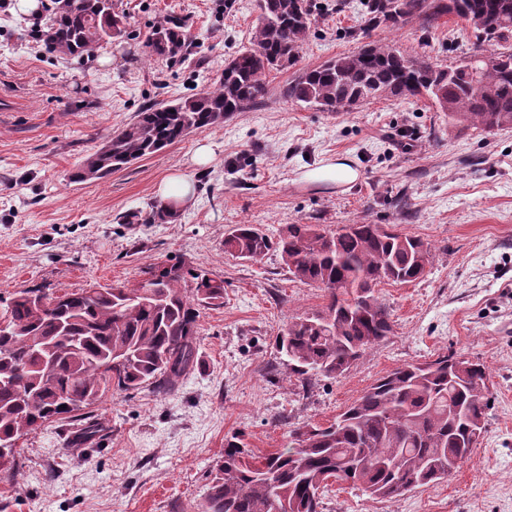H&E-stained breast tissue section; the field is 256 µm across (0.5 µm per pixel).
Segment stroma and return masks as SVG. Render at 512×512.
Instances as JSON below:
<instances>
[{"mask_svg": "<svg viewBox=\"0 0 512 512\" xmlns=\"http://www.w3.org/2000/svg\"><path fill=\"white\" fill-rule=\"evenodd\" d=\"M113 3L127 37L78 60L41 45L49 12L0 0V99L16 104L0 112V294L131 283L174 260L223 279L224 305L200 308L197 364L175 393L107 392L91 412L95 440L76 441L70 421L20 439L19 473L0 477V512H200L226 436L258 454L287 447L294 427L329 425L397 366L447 353L490 373L492 405L471 457L393 501L332 484L324 512H512V128L455 127L425 97L332 113L283 94L298 68L373 41L452 64L476 45L469 26L444 17L364 33L359 0H313L298 65L270 73L262 104L106 181L75 184L69 173L136 112L211 85L248 46L258 15L257 0ZM171 20L188 24L182 52L151 57L154 27ZM204 145L211 158L195 164ZM332 164L356 178L315 179ZM175 175L191 179V198L175 220L146 223ZM133 214L138 223H127ZM236 224L272 237L287 224H383L431 243L435 257L422 278L381 285L392 334L341 378L304 390L285 381L274 339L327 294L294 280L279 256H227L224 234Z\"/></svg>", "mask_w": 512, "mask_h": 512, "instance_id": "35a3bbf8", "label": "stroma"}]
</instances>
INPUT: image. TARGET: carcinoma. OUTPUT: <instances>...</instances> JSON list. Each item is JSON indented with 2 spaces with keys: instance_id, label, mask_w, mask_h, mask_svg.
I'll use <instances>...</instances> for the list:
<instances>
[{
  "instance_id": "cac0c4a2",
  "label": "carcinoma",
  "mask_w": 512,
  "mask_h": 512,
  "mask_svg": "<svg viewBox=\"0 0 512 512\" xmlns=\"http://www.w3.org/2000/svg\"><path fill=\"white\" fill-rule=\"evenodd\" d=\"M43 33L48 49L81 59L125 33L112 0H54ZM364 29L399 28L456 16L495 46L452 65L421 62L387 44L367 43L303 70L288 98L326 112H348L381 97L427 96L462 129L512 126V0H360ZM251 47L224 64L215 85L174 103L152 105L109 134L69 180H102L132 162L205 131L268 95L267 76L296 64L315 17L310 0H258ZM185 44L180 26L155 27L150 47L162 59ZM224 252L258 261L272 252L294 279L328 294L325 308L296 317L275 339L285 380L307 385L337 378L392 332L377 287L412 282L434 259L432 246L381 224H288L271 238L252 224L224 236ZM134 283L57 294L23 288L5 300L0 331V440L16 442L58 421H80L115 387L178 388L196 364L200 306L224 304V280L195 268L157 263ZM486 367L444 354L400 365L377 379L323 427L304 423L288 447L258 455L232 435L210 479L203 512H323L333 480L375 500H395L448 478L485 433Z\"/></svg>"
}]
</instances>
